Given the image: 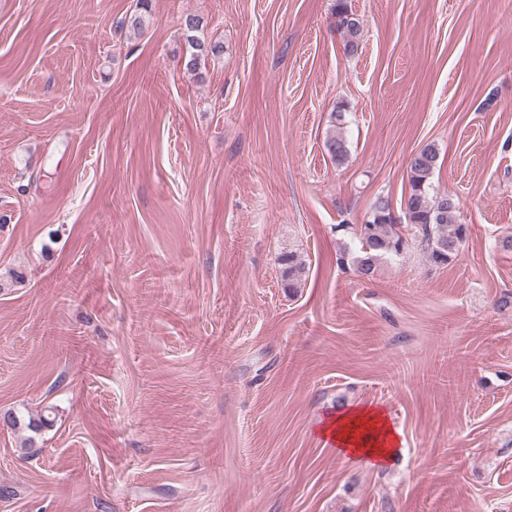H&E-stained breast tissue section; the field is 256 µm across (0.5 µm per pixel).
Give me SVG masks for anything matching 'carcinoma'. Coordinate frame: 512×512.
<instances>
[{
	"label": "carcinoma",
	"mask_w": 512,
	"mask_h": 512,
	"mask_svg": "<svg viewBox=\"0 0 512 512\" xmlns=\"http://www.w3.org/2000/svg\"><path fill=\"white\" fill-rule=\"evenodd\" d=\"M333 14L337 28L344 33V53H357L361 34L360 20L349 9L347 0H335ZM187 50L181 59L188 71H197L208 58L224 53L219 41H206L198 36L202 20L188 14L183 20ZM324 146L333 163L344 165L349 158V147L342 133L327 135ZM439 152L435 144L419 148L408 163V192L404 200V223L396 221L391 202L386 196H377L370 206L366 220L354 230L356 249L352 263L363 279H371L378 265L391 256L402 254L408 248L404 231L420 241L430 265L445 266L455 259L464 241L468 227L455 221L459 209L458 198L447 202L444 194L434 191L431 178L437 166ZM284 287L292 291L301 286L308 272L305 261L293 252L281 256Z\"/></svg>",
	"instance_id": "obj_1"
}]
</instances>
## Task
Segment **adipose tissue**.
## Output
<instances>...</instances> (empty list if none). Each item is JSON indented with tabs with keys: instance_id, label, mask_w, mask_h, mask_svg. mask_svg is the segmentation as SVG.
<instances>
[{
	"instance_id": "obj_1",
	"label": "adipose tissue",
	"mask_w": 512,
	"mask_h": 512,
	"mask_svg": "<svg viewBox=\"0 0 512 512\" xmlns=\"http://www.w3.org/2000/svg\"><path fill=\"white\" fill-rule=\"evenodd\" d=\"M318 432L340 453L366 459L376 468L392 459L399 443V431L385 412L367 405L328 415Z\"/></svg>"
}]
</instances>
